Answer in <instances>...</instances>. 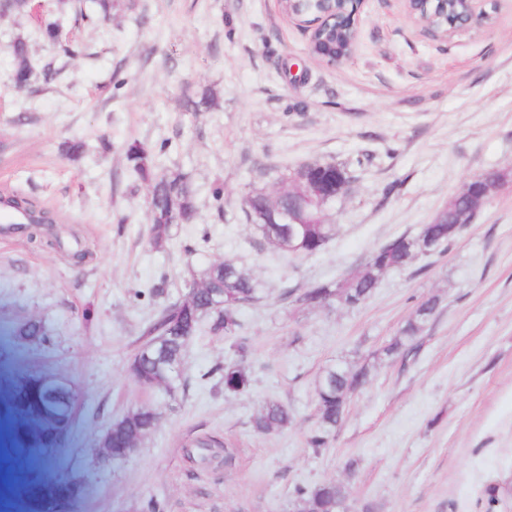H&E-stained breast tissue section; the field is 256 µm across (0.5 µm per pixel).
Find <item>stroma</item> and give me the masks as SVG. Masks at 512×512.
Wrapping results in <instances>:
<instances>
[{
    "mask_svg": "<svg viewBox=\"0 0 512 512\" xmlns=\"http://www.w3.org/2000/svg\"><path fill=\"white\" fill-rule=\"evenodd\" d=\"M493 16L441 40L409 19L403 0H363L355 51L329 64L280 0H115L111 21L92 0H30L0 18V195L52 211L63 247L0 234V418L17 429L22 373L66 379L79 401L74 512H293L295 488L347 483L350 512H512V184L494 192L443 254L382 275L365 304L307 308L285 298L363 269L374 249L416 233L475 178L512 168V0H487ZM59 44L46 46L44 23ZM26 39L53 81L15 88L9 49ZM80 46L82 56L66 58ZM207 98L193 110L192 102ZM165 145L163 168L196 190V219L150 244L147 187L125 146ZM67 141L82 150L66 156ZM336 163L350 192L325 210L334 238L313 255L266 245L242 197L275 191L284 167ZM224 186L216 204L212 189ZM89 250L81 263L67 252ZM230 260L261 284L240 313L251 338L247 392L226 393L215 369L231 352L202 329L188 347L184 385L145 389L128 365L145 320L186 292L187 268ZM442 307L415 354L388 359L417 301ZM45 324L50 347L23 346L10 329ZM370 362L326 447L317 427L324 368ZM288 405L294 423L270 433L250 424L264 403ZM152 406L159 426L127 461L98 464L112 421ZM229 443L231 463L200 462L194 440Z\"/></svg>",
    "mask_w": 512,
    "mask_h": 512,
    "instance_id": "1",
    "label": "stroma"
}]
</instances>
